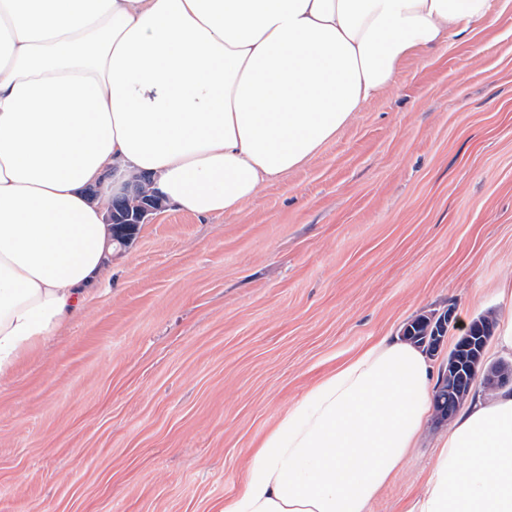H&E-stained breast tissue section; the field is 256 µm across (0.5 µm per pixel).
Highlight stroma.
Instances as JSON below:
<instances>
[{
  "instance_id": "stroma-1",
  "label": "stroma",
  "mask_w": 512,
  "mask_h": 512,
  "mask_svg": "<svg viewBox=\"0 0 512 512\" xmlns=\"http://www.w3.org/2000/svg\"><path fill=\"white\" fill-rule=\"evenodd\" d=\"M512 0L409 59L236 214L172 204L0 381V512H221L254 446L332 368L419 315L511 312ZM429 417L371 512H402Z\"/></svg>"
}]
</instances>
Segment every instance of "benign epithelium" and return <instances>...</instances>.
Returning a JSON list of instances; mask_svg holds the SVG:
<instances>
[{"label": "benign epithelium", "mask_w": 512, "mask_h": 512, "mask_svg": "<svg viewBox=\"0 0 512 512\" xmlns=\"http://www.w3.org/2000/svg\"><path fill=\"white\" fill-rule=\"evenodd\" d=\"M152 211L154 208L142 204L139 211L119 220L113 208L109 207L106 209L105 221L112 225L113 239L127 241L132 229L142 223L144 217ZM455 326L457 320L454 310L450 308L436 321L433 335L426 337L429 341L430 355L439 352L447 331ZM489 339L490 321L482 320L476 323L474 329L468 325L462 327L461 335L457 336L453 347L448 350V361L442 366L443 374L440 380L448 394V407H442L437 411L440 420L450 419L476 383L479 382L486 388H498L512 383V363L501 362L488 368L484 367V353Z\"/></svg>", "instance_id": "obj_1"}]
</instances>
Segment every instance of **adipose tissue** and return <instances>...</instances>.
<instances>
[{
  "label": "adipose tissue",
  "instance_id": "obj_1",
  "mask_svg": "<svg viewBox=\"0 0 512 512\" xmlns=\"http://www.w3.org/2000/svg\"><path fill=\"white\" fill-rule=\"evenodd\" d=\"M491 0H0V378L80 312L136 174L198 218L302 167ZM99 187L102 202L88 187ZM432 408L385 336L291 405L222 512H369ZM403 512H512V386L477 393Z\"/></svg>",
  "mask_w": 512,
  "mask_h": 512
}]
</instances>
